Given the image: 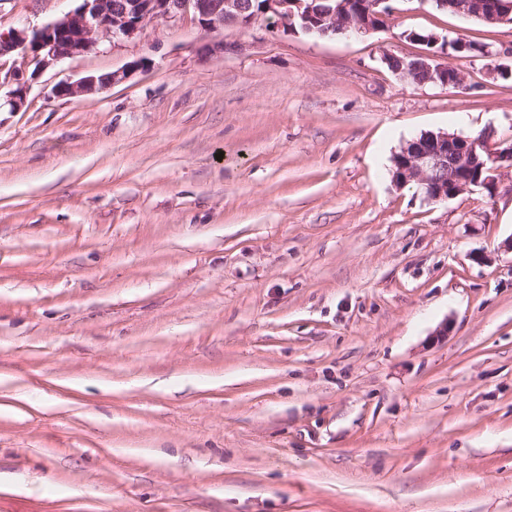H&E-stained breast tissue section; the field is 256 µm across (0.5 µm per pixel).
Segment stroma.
Instances as JSON below:
<instances>
[{"label": "stroma", "mask_w": 512, "mask_h": 512, "mask_svg": "<svg viewBox=\"0 0 512 512\" xmlns=\"http://www.w3.org/2000/svg\"><path fill=\"white\" fill-rule=\"evenodd\" d=\"M393 5L0 58V512H512V167L392 180L426 132L512 145V26ZM76 6L0 0V33ZM418 30L485 45L441 57L463 88L388 69ZM120 72H112L104 75H88L76 82H66L59 84L55 88V94L59 97H71L83 93L102 91L110 86L115 80L124 77Z\"/></svg>", "instance_id": "35a3bbf8"}]
</instances>
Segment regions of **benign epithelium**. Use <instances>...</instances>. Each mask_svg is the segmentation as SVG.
<instances>
[{
	"label": "benign epithelium",
	"mask_w": 512,
	"mask_h": 512,
	"mask_svg": "<svg viewBox=\"0 0 512 512\" xmlns=\"http://www.w3.org/2000/svg\"><path fill=\"white\" fill-rule=\"evenodd\" d=\"M318 0H261L252 8V0H81V4L63 17L32 30H16L8 38L0 37V57L18 49L31 56L36 68L42 69L71 56L90 53L98 48V37L112 43L134 38L152 20L172 19L190 13L201 29L214 32L226 26L247 28L257 19L273 18L276 27L297 33L323 37L330 32L345 36L364 37L375 32L378 21L386 20L394 8L392 0H371L353 8L348 0H334L332 7H315ZM439 7L485 24L512 25V0H434ZM423 43L436 47L451 44L456 52L469 50L467 42L432 33ZM423 70L428 82L460 88L465 77L458 74L448 78L446 67L437 63L435 53L414 58L398 72L407 81L412 72ZM121 78L120 73L88 75L76 82H66L55 88L59 97L102 91ZM481 146L486 159H480L476 146ZM473 143L457 133H428L402 148L395 161V184L404 187L415 184L424 197L431 201L452 199L473 187L490 188L492 177H482L488 164H512V145L496 152L486 148L485 141Z\"/></svg>",
	"instance_id": "obj_1"
}]
</instances>
